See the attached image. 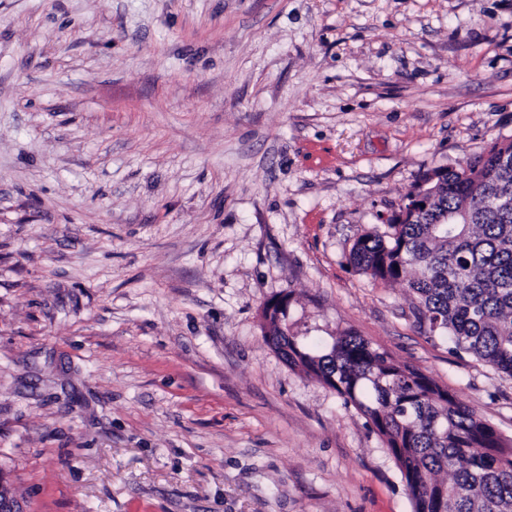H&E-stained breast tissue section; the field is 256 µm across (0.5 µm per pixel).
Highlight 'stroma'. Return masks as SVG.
Listing matches in <instances>:
<instances>
[{
	"label": "stroma",
	"instance_id": "stroma-1",
	"mask_svg": "<svg viewBox=\"0 0 512 512\" xmlns=\"http://www.w3.org/2000/svg\"><path fill=\"white\" fill-rule=\"evenodd\" d=\"M497 140L512 0H0V478L27 512H412L263 308L512 439V377L349 261Z\"/></svg>",
	"mask_w": 512,
	"mask_h": 512
}]
</instances>
